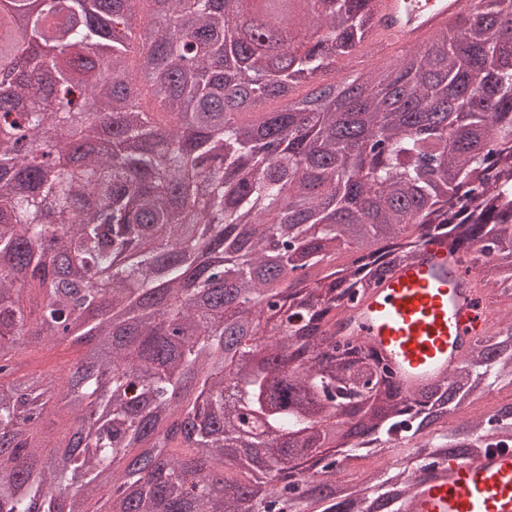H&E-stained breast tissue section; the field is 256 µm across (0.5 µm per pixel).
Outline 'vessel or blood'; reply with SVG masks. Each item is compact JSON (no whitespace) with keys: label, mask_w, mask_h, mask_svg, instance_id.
I'll return each mask as SVG.
<instances>
[{"label":"vessel or blood","mask_w":512,"mask_h":512,"mask_svg":"<svg viewBox=\"0 0 512 512\" xmlns=\"http://www.w3.org/2000/svg\"><path fill=\"white\" fill-rule=\"evenodd\" d=\"M464 0H377L372 35L392 50L417 47L463 10ZM479 291L459 255L424 245L339 317L337 338L380 352L403 393L447 376L462 346L484 335ZM402 512H512V449L446 457L413 479Z\"/></svg>","instance_id":"b4317fda"}]
</instances>
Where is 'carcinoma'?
<instances>
[{
  "label": "carcinoma",
  "instance_id": "obj_1",
  "mask_svg": "<svg viewBox=\"0 0 512 512\" xmlns=\"http://www.w3.org/2000/svg\"><path fill=\"white\" fill-rule=\"evenodd\" d=\"M255 2L0 0V69L24 46L31 72L58 56L37 103L26 73L0 102V512H397L437 449L512 447V412L462 417L512 387V306L483 305L490 332L427 399L334 332L430 238L476 254L481 300L512 297V0L328 102L336 58L386 53L374 0H313L304 52L289 0ZM251 90L278 107L224 121ZM286 96L323 102L312 126ZM21 335L81 356L62 378L20 376ZM381 392L379 466L339 498L298 492L336 480L333 461L275 485L292 455L328 447L320 426L345 404ZM438 403L451 416L421 433ZM51 411L72 424L53 451L32 434ZM240 444L266 470L227 464Z\"/></svg>",
  "mask_w": 512,
  "mask_h": 512
}]
</instances>
